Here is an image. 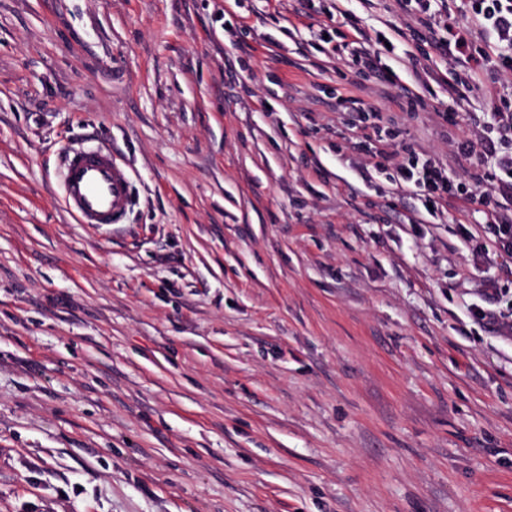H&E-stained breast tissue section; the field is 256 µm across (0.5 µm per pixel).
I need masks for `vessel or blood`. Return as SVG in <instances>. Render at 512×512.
<instances>
[{
	"label": "vessel or blood",
	"mask_w": 512,
	"mask_h": 512,
	"mask_svg": "<svg viewBox=\"0 0 512 512\" xmlns=\"http://www.w3.org/2000/svg\"><path fill=\"white\" fill-rule=\"evenodd\" d=\"M63 203L78 223H123L131 202L132 178L110 149L70 148L61 157Z\"/></svg>",
	"instance_id": "b4317fda"
}]
</instances>
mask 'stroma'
Here are the masks:
<instances>
[{
    "label": "stroma",
    "mask_w": 512,
    "mask_h": 512,
    "mask_svg": "<svg viewBox=\"0 0 512 512\" xmlns=\"http://www.w3.org/2000/svg\"><path fill=\"white\" fill-rule=\"evenodd\" d=\"M330 0H0V512H512V270L407 216L339 98L452 177L498 99L403 112ZM133 174L76 223L64 146Z\"/></svg>",
    "instance_id": "obj_1"
}]
</instances>
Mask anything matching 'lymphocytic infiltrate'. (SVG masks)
Segmentation results:
<instances>
[{"instance_id": "lymphocytic-infiltrate-1", "label": "lymphocytic infiltrate", "mask_w": 512, "mask_h": 512, "mask_svg": "<svg viewBox=\"0 0 512 512\" xmlns=\"http://www.w3.org/2000/svg\"><path fill=\"white\" fill-rule=\"evenodd\" d=\"M432 2L396 0L401 22L386 21L371 36L357 16L346 15L353 37L344 47L359 74L379 77L389 86L401 82L400 74L382 63L392 38L405 35L414 43L412 69L424 68L435 52L454 60L462 72L450 86L447 107L439 112L448 122L465 111L474 93L484 91L486 71L512 72V0H442L437 8ZM373 116V111H358L365 139L379 144L376 170L388 172L395 186L414 188L422 206L444 207L452 199L482 206L497 252L512 259V105L494 112L492 135L478 144L466 139L458 145L459 157L469 163L464 181L450 178L446 167L427 154L410 150L396 158L389 149L396 131L372 125Z\"/></svg>"}]
</instances>
